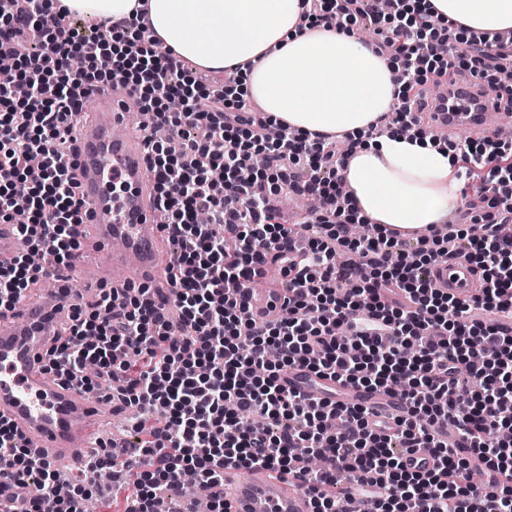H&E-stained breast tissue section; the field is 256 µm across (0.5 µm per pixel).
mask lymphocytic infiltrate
I'll return each mask as SVG.
<instances>
[{"label":"lymphocytic infiltrate","mask_w":512,"mask_h":512,"mask_svg":"<svg viewBox=\"0 0 512 512\" xmlns=\"http://www.w3.org/2000/svg\"><path fill=\"white\" fill-rule=\"evenodd\" d=\"M299 27L363 24L376 51L401 59L393 80L403 106L379 132L426 137L432 117L418 109L424 82L475 79L485 93L512 99V37L474 33L440 52L432 15L399 22L401 0L376 12L371 0H303ZM86 33L55 0H0V55L16 64L0 84V223L15 224L23 248L0 263V314L22 301L45 265H69L83 222L71 163L74 125L88 95L115 83L152 125L171 130L178 150L143 140L162 229L176 246L168 267L171 298L146 287L100 289L78 309L48 353L50 367L88 393L131 407L130 446L92 453L80 478L42 464L29 441L0 419V512H85L102 496L97 476L118 454L141 457L115 476L123 512H155L175 486L208 490L209 512H230L224 469L265 466L303 479L315 512H512V140H448L465 163L471 234L445 224L397 239L388 231L350 235L353 219L332 137L315 141L280 126L278 137L231 84H215L146 28L122 33L87 22ZM496 54H488L487 43ZM85 55L87 70L72 61ZM265 153L273 183L249 174L243 146ZM313 196L318 210L299 222L304 251L271 199ZM463 257L480 286L456 298L434 271ZM288 280L277 319L250 318L251 289L263 268ZM353 387L385 388L405 404L396 431L378 435L357 403L319 404L282 386L294 365ZM126 386L107 390L112 378ZM430 449L420 472L404 459ZM480 471L482 485L468 481ZM347 481L344 498L327 487Z\"/></svg>","instance_id":"1"}]
</instances>
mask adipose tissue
<instances>
[{
	"label": "adipose tissue",
	"mask_w": 512,
	"mask_h": 512,
	"mask_svg": "<svg viewBox=\"0 0 512 512\" xmlns=\"http://www.w3.org/2000/svg\"><path fill=\"white\" fill-rule=\"evenodd\" d=\"M109 26L143 10L161 48L200 70L242 65L238 87L276 123L307 133L351 135L358 145L340 169L359 217L379 229L448 223L460 204L456 155L411 136L370 130L402 104L395 58L349 31H299L302 0H61ZM441 24L465 33L512 28V0H427Z\"/></svg>",
	"instance_id": "obj_1"
}]
</instances>
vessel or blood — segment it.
<instances>
[{
  "instance_id": "1",
  "label": "vessel or blood",
  "mask_w": 512,
  "mask_h": 512,
  "mask_svg": "<svg viewBox=\"0 0 512 512\" xmlns=\"http://www.w3.org/2000/svg\"><path fill=\"white\" fill-rule=\"evenodd\" d=\"M92 118H78L72 160L85 211L82 247L72 269L55 272L43 303L27 301L0 315V418L34 441L39 460L54 468L79 467L95 451L107 427L104 405L75 386L63 384L46 367V354L61 326L85 301L72 288L74 274L87 289L149 286L156 299L169 296L167 261L158 252L152 179L140 143L118 136L126 117V97L101 91L93 96ZM430 108L432 128L450 134L462 130L493 134L502 119L496 100L480 95L475 82L440 87ZM440 287L466 297L478 282L461 258L441 265ZM285 387L323 402H357L369 408L373 422L400 416L399 398L388 391L351 389L337 380L294 367L282 378ZM224 495L232 512H313L311 493L294 478L256 467L247 478L224 472Z\"/></svg>"
}]
</instances>
